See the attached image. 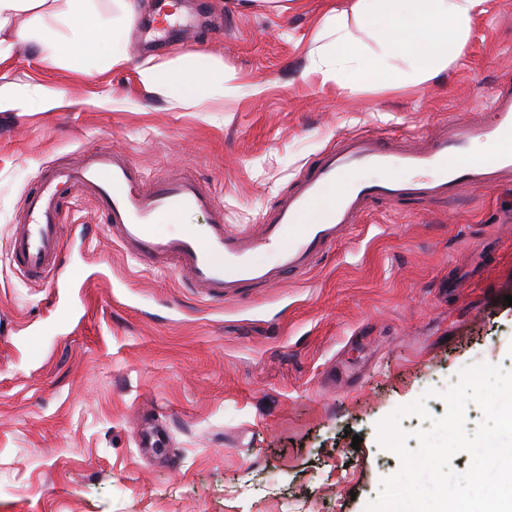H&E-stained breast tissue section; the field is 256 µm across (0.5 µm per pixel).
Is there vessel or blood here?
Masks as SVG:
<instances>
[{"label":"vessel or blood","mask_w":512,"mask_h":512,"mask_svg":"<svg viewBox=\"0 0 512 512\" xmlns=\"http://www.w3.org/2000/svg\"><path fill=\"white\" fill-rule=\"evenodd\" d=\"M483 121L449 119L422 144L370 134L340 139L295 184L281 205L261 219L258 232L232 231L224 209L193 175L167 176L141 190V175L124 154L104 146L58 168L24 195L10 238V259L27 277H55L64 254L58 228L67 212V191L81 192L107 216V229L135 259L177 269L190 287L212 299L230 300L246 286L268 287L307 275L345 240L375 201L451 200L461 186L483 188L512 182V87L493 90ZM502 142L492 159L474 157L475 142ZM411 176L389 177L393 165ZM373 170L380 180H357L337 190L342 173ZM207 211L204 226L159 233L157 224L183 211ZM274 255L261 263L257 250Z\"/></svg>","instance_id":"vessel-or-blood-1"}]
</instances>
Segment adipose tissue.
Returning a JSON list of instances; mask_svg holds the SVG:
<instances>
[{"label":"adipose tissue","instance_id":"adipose-tissue-1","mask_svg":"<svg viewBox=\"0 0 512 512\" xmlns=\"http://www.w3.org/2000/svg\"><path fill=\"white\" fill-rule=\"evenodd\" d=\"M486 0H353L350 13L331 10L324 25L334 38L335 56L321 73L336 83L353 79L381 77L395 84L393 74L382 71L377 60L367 57L351 35L347 19L372 34L390 54L408 57L417 78L427 81L452 63L456 47L449 37L464 39L474 17L483 13ZM144 86L158 87L176 100H190L205 94L208 77L198 66H189L179 77H172L162 65L142 62L138 66Z\"/></svg>","mask_w":512,"mask_h":512}]
</instances>
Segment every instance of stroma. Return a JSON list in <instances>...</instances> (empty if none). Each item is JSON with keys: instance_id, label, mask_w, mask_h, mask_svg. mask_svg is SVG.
<instances>
[{"instance_id": "stroma-1", "label": "stroma", "mask_w": 512, "mask_h": 512, "mask_svg": "<svg viewBox=\"0 0 512 512\" xmlns=\"http://www.w3.org/2000/svg\"><path fill=\"white\" fill-rule=\"evenodd\" d=\"M352 0H179L189 46L160 24L161 0H46L0 33V512H365L400 468L379 423L425 398L431 417L460 366L512 370V183L461 187L445 203H374L302 281L242 289L229 302L142 264L75 196L60 226L72 249L58 278L9 257L25 192L51 166L102 146L143 184L194 173L232 230L259 223L345 136L421 138L449 118L480 119L512 78V0H487L458 57L402 86L340 88L311 65ZM118 32L127 62L52 54L78 26ZM31 29L15 42L13 32ZM197 65L212 88L177 101L137 66ZM59 96L43 108L46 93ZM360 444H353V437Z\"/></svg>"}]
</instances>
